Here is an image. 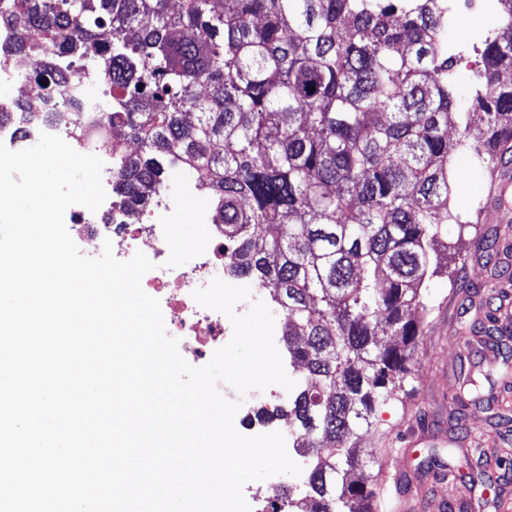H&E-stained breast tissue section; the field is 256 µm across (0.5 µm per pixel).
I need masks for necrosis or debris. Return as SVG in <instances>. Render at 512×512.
<instances>
[{"label": "necrosis or debris", "instance_id": "4bbe7bcc", "mask_svg": "<svg viewBox=\"0 0 512 512\" xmlns=\"http://www.w3.org/2000/svg\"><path fill=\"white\" fill-rule=\"evenodd\" d=\"M211 212L206 195L193 185L163 208L121 213L110 224L98 223L88 212L74 220V231L81 241L98 245L108 239L118 259H130L140 251L156 261L143 287L164 299L171 334L178 337L184 352L201 364L223 346L225 316L200 306L192 293L206 287L213 278L223 277L225 266L231 262V252L224 247V227L214 223ZM180 219L203 225L205 234L194 247L192 262L162 265V257L173 247L164 226Z\"/></svg>", "mask_w": 512, "mask_h": 512}]
</instances>
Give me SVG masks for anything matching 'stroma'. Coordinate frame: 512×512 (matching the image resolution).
I'll return each instance as SVG.
<instances>
[{
	"label": "stroma",
	"mask_w": 512,
	"mask_h": 512,
	"mask_svg": "<svg viewBox=\"0 0 512 512\" xmlns=\"http://www.w3.org/2000/svg\"><path fill=\"white\" fill-rule=\"evenodd\" d=\"M497 0L460 4L455 26L448 34L456 56V70L466 73L456 85L460 104H468L484 72V43L476 35L500 26ZM475 61L466 69V61ZM450 205L471 229L448 228L449 241L459 242L465 262H448L438 254V273L427 276L422 289L429 309L424 337L415 354L411 379L396 401L382 406L365 429L360 469L366 482L377 474L406 473L413 499L411 512H512V471L500 466L512 457V423L498 413L512 409V376L504 377L501 353L472 332L483 316L487 296L501 299L499 327L512 344V230L485 221V205L492 176L470 155L457 154L449 166ZM490 371L481 395L463 419H455L446 401L456 388L461 360ZM239 411L237 430L247 436L279 431L288 435V393L249 391ZM403 448L384 457L396 438Z\"/></svg>",
	"instance_id": "1"
}]
</instances>
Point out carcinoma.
Segmentation results:
<instances>
[{
  "instance_id": "carcinoma-1",
  "label": "carcinoma",
  "mask_w": 512,
  "mask_h": 512,
  "mask_svg": "<svg viewBox=\"0 0 512 512\" xmlns=\"http://www.w3.org/2000/svg\"><path fill=\"white\" fill-rule=\"evenodd\" d=\"M498 4L504 27L461 112L442 0H0V61L42 60L27 98L0 102L15 140L63 121L95 77L101 120L77 136L112 140L120 208L145 207L166 168L189 170L230 273L272 290L302 369L291 432L311 460L303 499L278 492L288 512H374L378 488L354 479L360 431L411 377L428 244L460 223L448 158L491 170L512 141V0ZM475 115L487 150L470 140ZM483 378L460 373L450 407Z\"/></svg>"
}]
</instances>
